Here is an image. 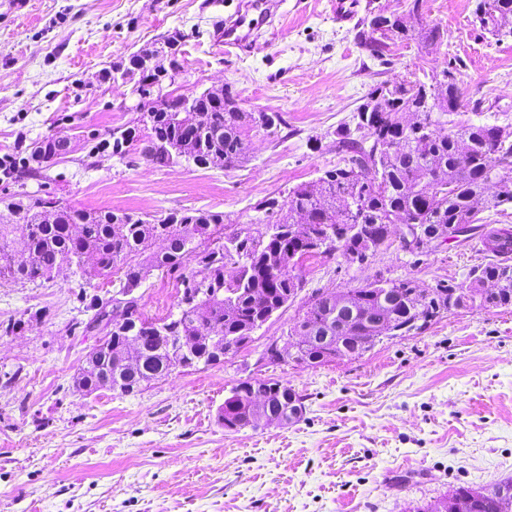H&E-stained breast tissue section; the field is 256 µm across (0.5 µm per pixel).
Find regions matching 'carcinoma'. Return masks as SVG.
Wrapping results in <instances>:
<instances>
[{"label": "carcinoma", "mask_w": 512, "mask_h": 512, "mask_svg": "<svg viewBox=\"0 0 512 512\" xmlns=\"http://www.w3.org/2000/svg\"><path fill=\"white\" fill-rule=\"evenodd\" d=\"M473 15L480 26L493 36H502L501 28L512 32V0H476ZM358 35V44L381 59L387 44L377 33V16L366 18ZM402 41L434 42L443 38L436 27L416 29L399 26ZM421 81H405L396 88L386 109L368 115L371 140L353 136L347 126L336 132V154L340 161L316 180L290 189L280 200L269 197L256 210L276 216L265 227L244 234L224 236V223H232L221 212L203 209L170 211L152 218L108 210L61 207L57 221L41 224L19 216L13 224L0 223V280L40 286L51 280L62 265L73 261L80 278L92 280L114 274L118 277L119 297L128 296L155 271L178 273L183 292L194 291V302L178 307L177 314L161 319L163 333L137 338L134 360L124 362L120 353L127 342V326L112 321L107 348L95 360L99 371L112 373V380L126 386H138L169 374V342L183 336L190 338L202 327L222 336H242L250 328L265 322L267 310L288 302V289L296 287L293 278L277 272L266 263L268 256L279 252L300 266L315 256L340 254L353 260L359 253L350 230L357 224L373 243L398 236L403 224H420L428 228L454 224L475 210L477 199L487 182L500 180L496 195L486 208L496 209L512 203V136L496 138L492 131L512 130V124H473L445 120L458 112L461 101H452L458 84L448 85L446 92L424 103ZM238 93L224 94V103L215 104L200 96L196 103L201 121L190 127L192 112L179 111L173 100L164 109L143 115L150 121L144 154L158 165L169 164L161 143L174 144L192 132L200 143L196 166H207V158L224 154V167L231 168L244 160L250 150L251 134L261 130L253 112H242L235 103ZM448 125V133L436 134L432 127ZM469 143L465 158L459 157V144ZM395 149H389V146ZM118 223H112V216ZM336 229L335 240L318 247L323 227ZM23 240L30 260L20 263L12 254L14 238ZM165 244L164 252L153 251L155 242ZM485 251L498 257L472 271L467 284L459 289L478 288L486 281L501 283L498 293H489L483 308H512V271L503 267L501 258L512 254V230L491 229L481 235ZM231 261L242 277L236 283L224 280V266ZM411 279L377 280L347 295L358 331L351 342L373 335V330H394L409 336L424 329L435 316V299L410 312L417 296ZM293 333L314 336L302 357L318 364L330 362L333 346L321 340L336 335V304L314 296L308 302ZM262 400L278 417L288 413L290 387L278 381L263 382ZM251 382L234 386L224 400V428L239 431L249 423V406L253 393ZM495 486L475 491L473 512H500Z\"/></svg>", "instance_id": "1"}]
</instances>
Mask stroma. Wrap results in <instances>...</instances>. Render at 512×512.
I'll return each mask as SVG.
<instances>
[{
	"label": "stroma",
	"instance_id": "1",
	"mask_svg": "<svg viewBox=\"0 0 512 512\" xmlns=\"http://www.w3.org/2000/svg\"><path fill=\"white\" fill-rule=\"evenodd\" d=\"M238 0H0V210L26 194L64 204L155 215L205 209L249 227L256 206L336 166L338 125L383 82L451 71L465 96L460 119L512 123V35L473 24L474 0H426L444 33L425 46L393 39L387 60L363 51L361 20L400 13L405 0H360L336 23L329 0H286L249 52L217 29ZM183 31L185 74L221 83L245 109L280 113L278 134L253 137L238 166L159 167L104 151L107 133L136 126L134 97L99 73L160 36ZM48 136L70 140L46 167L30 159ZM480 240L391 245L364 263L304 262L295 298L218 363L198 365L119 395L85 392L76 376L104 336L90 297L61 268L44 285L0 282V512H427L458 486L512 477V309H457L424 332L386 339L355 359L317 367L269 363L312 295L377 279L422 288L458 285L492 262ZM142 312H177L175 275L138 289ZM275 379L304 399L296 422L226 430L218 413L234 383Z\"/></svg>",
	"mask_w": 512,
	"mask_h": 512
}]
</instances>
